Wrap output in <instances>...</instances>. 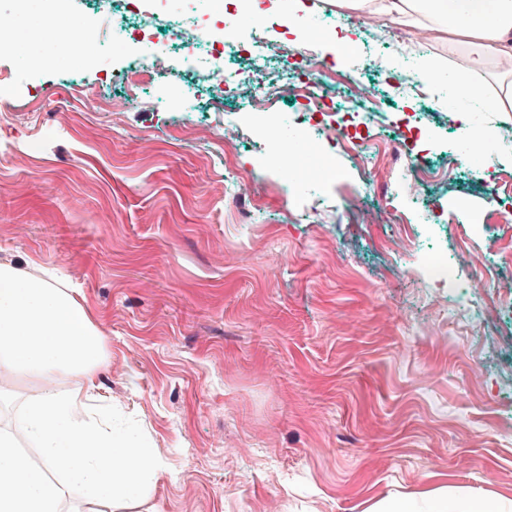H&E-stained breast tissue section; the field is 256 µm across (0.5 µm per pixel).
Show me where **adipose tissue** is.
Wrapping results in <instances>:
<instances>
[{
    "instance_id": "adipose-tissue-1",
    "label": "adipose tissue",
    "mask_w": 512,
    "mask_h": 512,
    "mask_svg": "<svg viewBox=\"0 0 512 512\" xmlns=\"http://www.w3.org/2000/svg\"><path fill=\"white\" fill-rule=\"evenodd\" d=\"M343 9H371L392 22L425 23L447 38L459 61L441 73L432 60L427 80L447 77L456 119L469 129L470 64L492 61L501 79L487 112L512 111V0H338ZM110 358L86 306L65 288L0 265V375L27 383L29 394L13 423L0 429V512H130L149 494L158 458L144 435L94 415L90 393ZM73 382L61 393L63 382ZM31 454L19 451V443ZM367 512H512V500L477 497L440 487L418 496L382 500Z\"/></svg>"
}]
</instances>
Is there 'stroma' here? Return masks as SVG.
Returning <instances> with one entry per match:
<instances>
[{
	"instance_id": "35a3bbf8",
	"label": "stroma",
	"mask_w": 512,
	"mask_h": 512,
	"mask_svg": "<svg viewBox=\"0 0 512 512\" xmlns=\"http://www.w3.org/2000/svg\"><path fill=\"white\" fill-rule=\"evenodd\" d=\"M85 12L0 61L38 74L0 96V263L60 276L105 337L95 403L160 459L139 512H366L442 485L512 500V143L462 162L450 89L410 84L392 23L343 68L372 142L337 147L290 121L279 14L235 32L270 61L262 106L247 60L220 91L164 39L157 78L127 91L130 57L59 53ZM335 14L316 0L299 54L328 52ZM273 120L301 164L286 187ZM431 248L448 280L422 276Z\"/></svg>"
}]
</instances>
